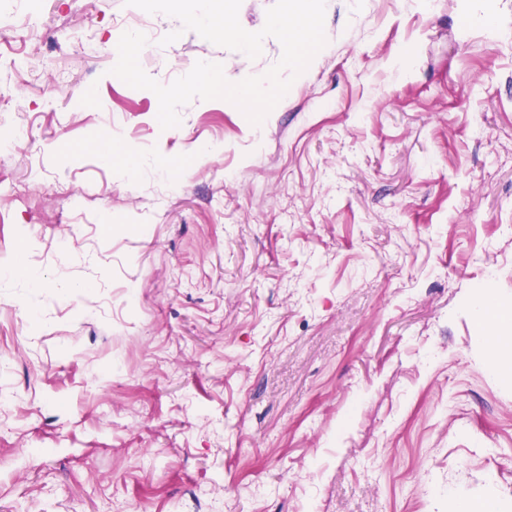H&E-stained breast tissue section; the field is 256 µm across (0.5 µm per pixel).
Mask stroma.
I'll return each mask as SVG.
<instances>
[{
	"mask_svg": "<svg viewBox=\"0 0 512 512\" xmlns=\"http://www.w3.org/2000/svg\"><path fill=\"white\" fill-rule=\"evenodd\" d=\"M328 0L326 46L261 125L110 70L136 20L161 84L249 58L125 0H0V512H512V0ZM27 55L25 72L14 61ZM173 69H165V62ZM120 139L122 156L95 147ZM142 160L132 169L129 158ZM496 469L497 483L486 479Z\"/></svg>",
	"mask_w": 512,
	"mask_h": 512,
	"instance_id": "stroma-1",
	"label": "stroma"
}]
</instances>
